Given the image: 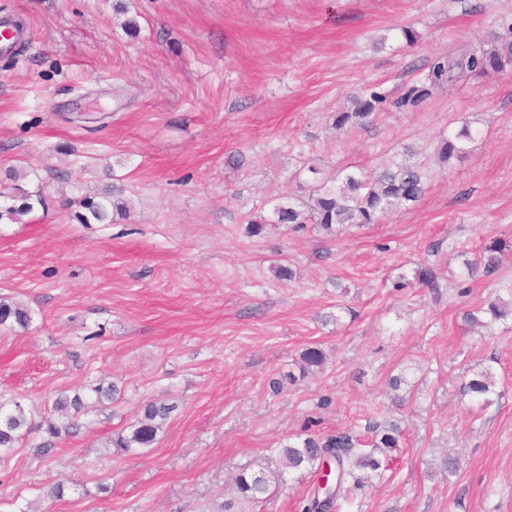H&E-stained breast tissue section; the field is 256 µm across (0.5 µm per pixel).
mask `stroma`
Here are the masks:
<instances>
[{
	"label": "stroma",
	"instance_id": "obj_1",
	"mask_svg": "<svg viewBox=\"0 0 512 512\" xmlns=\"http://www.w3.org/2000/svg\"><path fill=\"white\" fill-rule=\"evenodd\" d=\"M115 2L0 0L28 23L0 55V192L47 197L0 222V298L32 311L27 330L0 329V401L39 418L59 391L123 390L60 437L33 428L0 461V512H223L235 474L280 443L350 430L368 444L392 420L399 448L336 512H512V317L490 332L464 319L512 285V67L363 128L334 123L365 86L395 95L434 57L512 42V0ZM465 121L475 141L439 169L441 137ZM404 145L428 175L419 201L336 234H248L315 178ZM109 192L126 215L80 223L84 199ZM498 240L497 270L468 276ZM310 347L325 363L304 375ZM484 369L483 407L463 385ZM152 401L174 407L156 442L113 454ZM318 480L288 478L261 512H302ZM91 396L90 399H94L95 406L101 408H108L114 403L119 402L122 399V390L114 383H109L107 386L104 384H97L90 387Z\"/></svg>",
	"mask_w": 512,
	"mask_h": 512
}]
</instances>
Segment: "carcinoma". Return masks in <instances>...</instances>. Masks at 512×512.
I'll return each mask as SVG.
<instances>
[{
  "instance_id": "1",
  "label": "carcinoma",
  "mask_w": 512,
  "mask_h": 512,
  "mask_svg": "<svg viewBox=\"0 0 512 512\" xmlns=\"http://www.w3.org/2000/svg\"><path fill=\"white\" fill-rule=\"evenodd\" d=\"M508 66H512V43L500 46L492 43L487 48L437 57L423 79L404 86L391 100L377 86L367 88L353 97V109L337 113L336 127L365 126L388 102L398 111H412L445 85L464 75L480 76L501 72ZM472 140V130L466 123L458 131L442 138L436 153L439 167L444 169L451 160L464 157ZM403 155L404 160L390 162L373 172L360 169L344 173L336 189L315 186L311 204L305 208L292 203L275 207L276 223L288 224L295 230H301L305 224L312 222L322 230L332 232L338 228L375 224L388 211L417 202L425 192L426 175L420 164L412 161L416 155L415 150L407 147ZM36 205H46V197L40 189L26 193L24 202L18 207L1 204L0 221L5 219L16 223L21 216L32 212ZM85 209L88 214L80 216L81 223H104L110 220V210L121 212L123 206L105 197L97 202L86 201ZM510 315L512 300L499 298L485 309L466 313V320L488 330L493 323ZM30 322L29 308L8 298H0L1 329L11 332L25 330ZM301 360L303 369L309 370L321 366L324 355L319 348L310 347L303 352ZM464 388L474 399L487 404L490 395L494 393V376L490 370H482L474 374ZM90 392L94 404L101 408H108L122 399V390L113 382L106 386L101 383L92 386ZM84 405L85 398L81 395L71 397L62 392L57 395L52 412L68 417L72 412L79 413ZM173 410L174 406L162 402L146 404L141 416L111 438L109 444L118 454H137L140 449L148 448L156 442ZM31 425L32 418L21 403H0V460L13 454L17 444L31 430ZM401 437L400 425L390 421L384 426L373 448L382 452L390 451L399 447ZM356 444L357 441L349 434H308L281 448L272 449L276 459L269 458L263 463L242 469L236 475L234 483L237 499L225 502L224 512H252L240 507V504L263 503L269 496L271 486L284 481L285 476L313 469L320 472L323 464L328 461L335 466L336 498H341L348 485L355 488L362 486L360 472H376L382 466L374 453H366L357 448Z\"/></svg>"
}]
</instances>
